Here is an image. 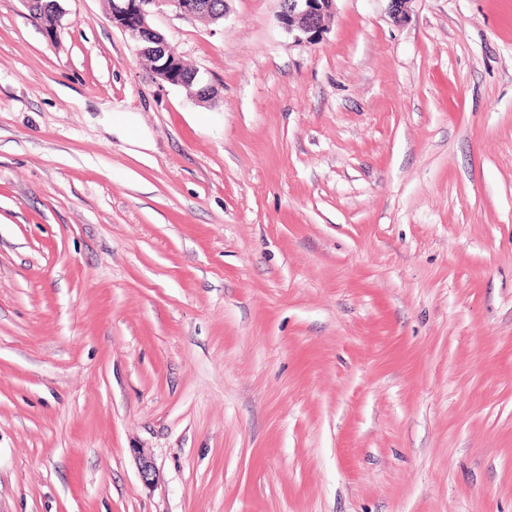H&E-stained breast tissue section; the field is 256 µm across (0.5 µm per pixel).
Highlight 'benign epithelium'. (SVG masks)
<instances>
[{"label": "benign epithelium", "mask_w": 512, "mask_h": 512, "mask_svg": "<svg viewBox=\"0 0 512 512\" xmlns=\"http://www.w3.org/2000/svg\"><path fill=\"white\" fill-rule=\"evenodd\" d=\"M335 0H281L277 14L280 26L290 34L298 32L313 40L329 25L334 17ZM412 0H389V11L397 23L409 16ZM212 0H114L112 22L126 32L135 43L137 51L151 54L159 59L154 64L155 77L174 86L192 88L198 86L195 96L200 99H214L215 90L209 85H200L198 73L184 78L180 75L181 62L170 57L166 41L151 28L149 17L153 9L168 5L187 17L215 22L224 18L225 11L211 7Z\"/></svg>", "instance_id": "benign-epithelium-1"}]
</instances>
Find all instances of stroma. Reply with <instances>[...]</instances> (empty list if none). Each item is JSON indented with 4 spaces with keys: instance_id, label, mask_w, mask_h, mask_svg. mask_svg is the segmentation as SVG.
<instances>
[{
    "instance_id": "35a3bbf8",
    "label": "stroma",
    "mask_w": 512,
    "mask_h": 512,
    "mask_svg": "<svg viewBox=\"0 0 512 512\" xmlns=\"http://www.w3.org/2000/svg\"><path fill=\"white\" fill-rule=\"evenodd\" d=\"M60 4L0 0V512H512V0L154 11L208 103ZM52 1H54L53 4ZM52 1L42 0V6H37L34 11L30 12V15L39 26H43L45 28L49 23H51V11L53 15V23L49 26V29L55 35L59 26L62 8L59 4V0ZM50 6L52 10H50ZM277 14L280 26L289 34L298 32L313 40L334 17L335 0H280Z\"/></svg>"
}]
</instances>
